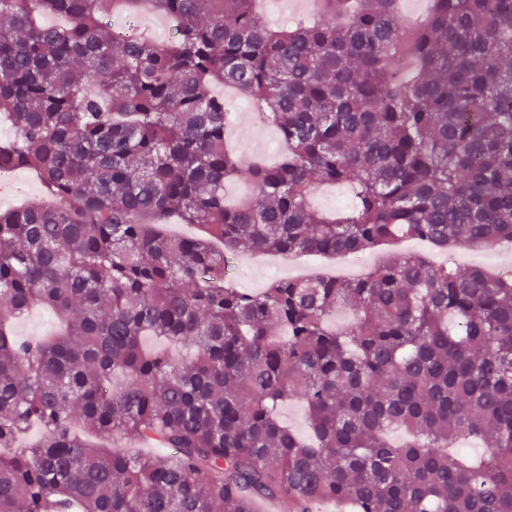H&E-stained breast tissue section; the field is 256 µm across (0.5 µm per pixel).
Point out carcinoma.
<instances>
[{
    "label": "carcinoma",
    "instance_id": "cac0c4a2",
    "mask_svg": "<svg viewBox=\"0 0 512 512\" xmlns=\"http://www.w3.org/2000/svg\"><path fill=\"white\" fill-rule=\"evenodd\" d=\"M429 2L317 0L274 30L255 0H0V169L53 200L0 210V512H512V272L394 253L259 293L226 273L242 248L512 243V0ZM226 84L269 110L277 163L226 147ZM243 173L258 197L230 204ZM323 185L351 186V213L314 209ZM171 215L202 233L160 232ZM35 306L59 332L14 335ZM292 399L308 442L276 416ZM77 420L173 453L89 445Z\"/></svg>",
    "mask_w": 512,
    "mask_h": 512
}]
</instances>
